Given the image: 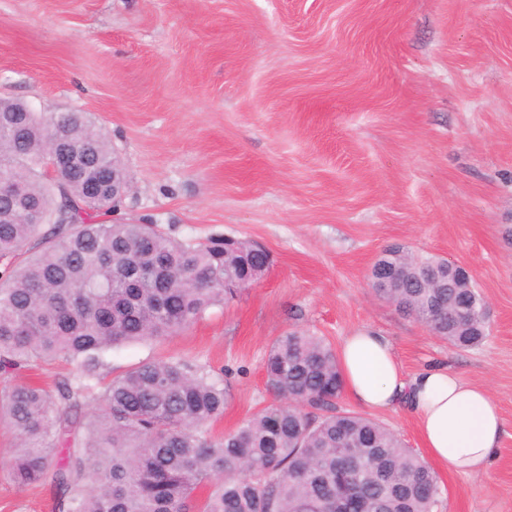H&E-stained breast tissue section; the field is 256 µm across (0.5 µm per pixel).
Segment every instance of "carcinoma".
<instances>
[{
  "instance_id": "carcinoma-1",
  "label": "carcinoma",
  "mask_w": 512,
  "mask_h": 512,
  "mask_svg": "<svg viewBox=\"0 0 512 512\" xmlns=\"http://www.w3.org/2000/svg\"><path fill=\"white\" fill-rule=\"evenodd\" d=\"M58 136L69 160L44 170ZM99 191H89L90 181ZM112 143L85 112H0V374L62 358L72 373L47 389H0V420L18 436L20 487L51 482L59 512H432L437 476L383 424L336 409V349L290 331L264 361L279 404L215 437L222 380L180 358H151L99 387L105 355L172 336L261 280L270 254L224 237L182 241L155 224L110 220ZM399 274L375 294L456 348L483 342L474 281L424 288L447 261L390 251ZM467 307L469 319L448 311ZM208 493L196 505V492Z\"/></svg>"
}]
</instances>
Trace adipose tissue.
I'll use <instances>...</instances> for the list:
<instances>
[{"instance_id":"ef3b65f1","label":"adipose tissue","mask_w":512,"mask_h":512,"mask_svg":"<svg viewBox=\"0 0 512 512\" xmlns=\"http://www.w3.org/2000/svg\"><path fill=\"white\" fill-rule=\"evenodd\" d=\"M343 389L357 406H403L418 420L429 457L456 473L486 472L504 428L498 403L486 388L444 366L405 375L386 336L360 329L342 340Z\"/></svg>"}]
</instances>
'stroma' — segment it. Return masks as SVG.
Listing matches in <instances>:
<instances>
[{"label": "stroma", "instance_id": "1", "mask_svg": "<svg viewBox=\"0 0 512 512\" xmlns=\"http://www.w3.org/2000/svg\"><path fill=\"white\" fill-rule=\"evenodd\" d=\"M0 98L86 112L119 152L126 222L271 255L186 330L110 351L104 378L206 367L227 388L221 436L276 404L278 336L371 328L406 374L448 367L500 406L494 463L436 468L435 512H512V0H0ZM394 246L471 269L484 344L454 349L374 296ZM15 443L0 423V512H55L49 485L11 481Z\"/></svg>", "mask_w": 512, "mask_h": 512}]
</instances>
